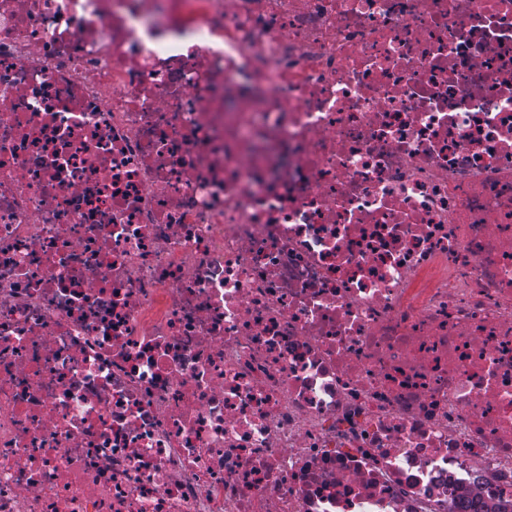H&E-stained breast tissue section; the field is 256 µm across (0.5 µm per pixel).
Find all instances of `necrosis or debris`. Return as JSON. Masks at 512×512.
Instances as JSON below:
<instances>
[{"label": "necrosis or debris", "instance_id": "necrosis-or-debris-1", "mask_svg": "<svg viewBox=\"0 0 512 512\" xmlns=\"http://www.w3.org/2000/svg\"><path fill=\"white\" fill-rule=\"evenodd\" d=\"M0 512H512V0H0Z\"/></svg>", "mask_w": 512, "mask_h": 512}]
</instances>
